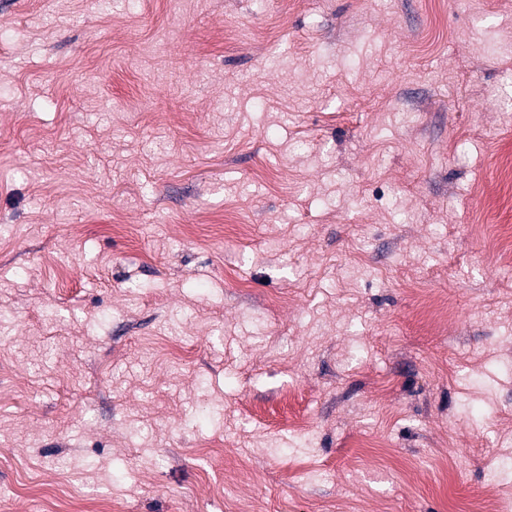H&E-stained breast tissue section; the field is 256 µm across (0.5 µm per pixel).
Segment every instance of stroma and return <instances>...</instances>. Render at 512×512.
Here are the masks:
<instances>
[{"label":"stroma","instance_id":"obj_1","mask_svg":"<svg viewBox=\"0 0 512 512\" xmlns=\"http://www.w3.org/2000/svg\"><path fill=\"white\" fill-rule=\"evenodd\" d=\"M511 153L512 0H0V502L511 501Z\"/></svg>","mask_w":512,"mask_h":512}]
</instances>
